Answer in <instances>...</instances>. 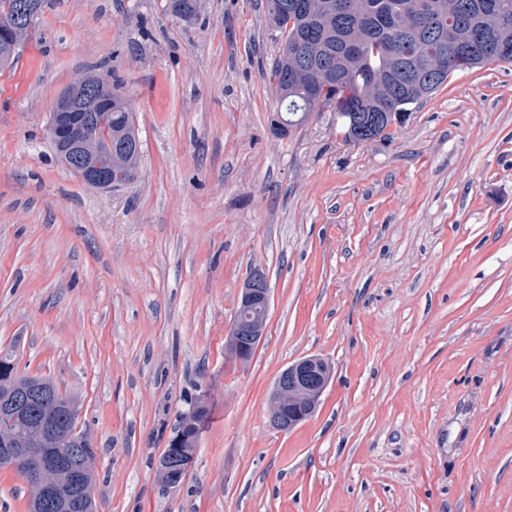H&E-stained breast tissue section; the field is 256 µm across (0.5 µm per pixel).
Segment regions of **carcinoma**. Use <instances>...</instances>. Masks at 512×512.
Here are the masks:
<instances>
[{
	"mask_svg": "<svg viewBox=\"0 0 512 512\" xmlns=\"http://www.w3.org/2000/svg\"><path fill=\"white\" fill-rule=\"evenodd\" d=\"M17 0H0V46L14 45L0 63L6 68L19 58L29 32H12L9 24ZM416 0H266L269 24L283 34L280 54L273 64L279 112L272 128L280 137L296 134L315 112L312 99L323 96L336 112L344 140L355 145L379 138L402 123L423 99L405 94L391 83H374L376 73L401 75L419 56L440 59L429 93L448 77L492 63L512 64V0H428V8L414 28H404L398 13L413 8ZM170 12L184 21L197 15V0H168ZM490 32L488 42L478 39ZM357 45L363 56L351 61L347 46ZM120 146V164L130 172L141 166L142 144L135 119L120 95H112V143L92 135L88 150L102 153ZM38 380L18 371L12 355L0 362V436L25 442L36 435V425L49 419L71 435L78 403L52 384L44 391L30 383ZM208 409L194 414V425L183 431L185 443L201 433Z\"/></svg>",
	"mask_w": 512,
	"mask_h": 512,
	"instance_id": "obj_1",
	"label": "carcinoma"
}]
</instances>
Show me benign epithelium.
I'll return each instance as SVG.
<instances>
[{"label":"benign epithelium","mask_w":512,"mask_h":512,"mask_svg":"<svg viewBox=\"0 0 512 512\" xmlns=\"http://www.w3.org/2000/svg\"><path fill=\"white\" fill-rule=\"evenodd\" d=\"M40 0H18L14 15L16 24L24 27L27 18L39 12ZM438 70L433 59H419L410 68L407 84L415 91L425 94L431 78ZM94 126L103 132L109 131L106 114L102 112H76L63 102H55L53 112L49 113L48 135L50 141L72 155L69 171L86 185L109 190L128 185L134 178L126 172L112 156L87 153L84 144L88 128ZM271 304V290L265 272L253 270L239 293L238 311L243 316L231 325L225 337V353L230 362L244 366L252 359L257 347L266 335L268 312ZM249 333V341L240 336ZM324 358L304 356L292 361L278 375L275 381L276 396L270 400L268 415L272 422L282 424L288 420V391L281 389L284 378L292 379L295 390L311 404V408L296 416V421L307 420L315 411L323 393L328 387L333 369H319ZM39 459L35 468L26 473L27 481L38 493L32 512L42 508L60 509L68 512L75 498L85 490V482L92 473L94 458L83 456L77 448H66L61 452L43 455L39 448H8L0 455V463L17 467L30 459Z\"/></svg>","instance_id":"benign-epithelium-1"}]
</instances>
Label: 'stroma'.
I'll return each instance as SVG.
<instances>
[{
    "instance_id": "35a3bbf8",
    "label": "stroma",
    "mask_w": 512,
    "mask_h": 512,
    "mask_svg": "<svg viewBox=\"0 0 512 512\" xmlns=\"http://www.w3.org/2000/svg\"><path fill=\"white\" fill-rule=\"evenodd\" d=\"M265 0H45L0 69V352L79 401L98 512H512V66L459 72L405 124L344 143L331 109L271 131ZM93 71L117 78L141 172L99 190L47 135ZM263 266L250 364L224 338ZM329 360L314 415L267 402ZM211 411L180 488L156 461ZM319 362H324L327 366L325 372L319 369ZM292 379L295 390L305 397L311 404L308 410V404L303 399H295L289 404L291 406V414L294 417L298 411L302 415H296V422H303L307 420L315 411V408L320 401L323 393L328 387L332 376L333 368L329 367L325 358L319 356H304L292 361L287 365L278 375L274 385L276 396L270 400L268 415L271 422L282 424L288 421V391L290 388V380L288 379V389H281V384L284 378ZM313 377H321L319 384L312 382ZM308 410V411H307ZM307 411V412H306Z\"/></svg>"
}]
</instances>
